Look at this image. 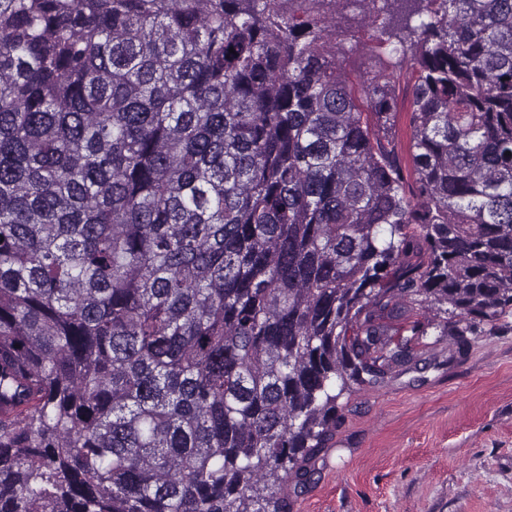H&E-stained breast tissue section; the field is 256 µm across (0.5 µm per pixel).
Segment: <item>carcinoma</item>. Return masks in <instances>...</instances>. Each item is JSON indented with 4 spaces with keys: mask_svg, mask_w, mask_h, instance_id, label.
<instances>
[{
    "mask_svg": "<svg viewBox=\"0 0 512 512\" xmlns=\"http://www.w3.org/2000/svg\"><path fill=\"white\" fill-rule=\"evenodd\" d=\"M407 303L512 318V0H0V512H287ZM393 94L396 99L397 113L394 119V126L388 132L390 138H395L398 141L399 148V161L404 168L411 171L412 161L408 152L410 138L412 136V128L410 126V111H409V95L405 79V71L401 72L400 79L395 85Z\"/></svg>",
    "mask_w": 512,
    "mask_h": 512,
    "instance_id": "cac0c4a2",
    "label": "carcinoma"
}]
</instances>
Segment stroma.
Returning a JSON list of instances; mask_svg holds the SVG:
<instances>
[{"instance_id": "35a3bbf8", "label": "stroma", "mask_w": 512, "mask_h": 512, "mask_svg": "<svg viewBox=\"0 0 512 512\" xmlns=\"http://www.w3.org/2000/svg\"><path fill=\"white\" fill-rule=\"evenodd\" d=\"M414 354L338 399L290 512H512V322L463 350L432 327Z\"/></svg>"}]
</instances>
